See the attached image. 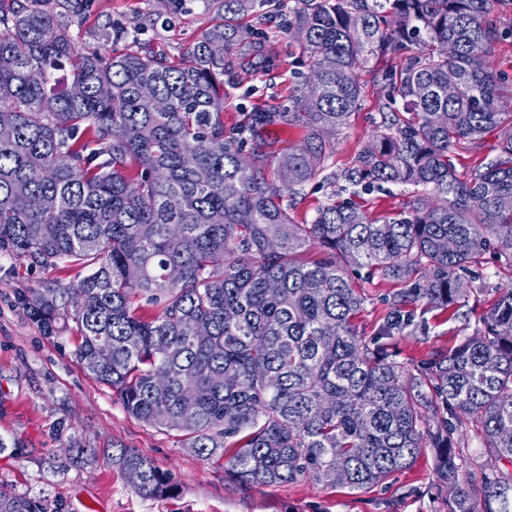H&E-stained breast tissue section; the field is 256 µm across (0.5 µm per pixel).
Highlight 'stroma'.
Wrapping results in <instances>:
<instances>
[{
    "label": "stroma",
    "instance_id": "35a3bbf8",
    "mask_svg": "<svg viewBox=\"0 0 512 512\" xmlns=\"http://www.w3.org/2000/svg\"><path fill=\"white\" fill-rule=\"evenodd\" d=\"M218 19L203 0H184L176 11L164 0H89L71 32L82 51H154L178 61ZM287 20L284 11L265 19L256 13L245 17V24L262 23L263 54L275 67L260 70L254 59L236 56V73L224 80L225 131H232L247 108L287 104L292 88L308 74L294 38L284 30ZM112 23L142 26L139 42L112 40L104 32ZM362 79L366 88L361 106L334 141L327 167L333 174L353 165L381 121L372 71H364ZM343 186L340 180L307 185L291 202L297 220L311 219L318 207L345 198ZM411 199L410 188L387 184L362 194L359 203L371 216L388 218L407 210ZM499 266L496 254L487 252L461 308H436L423 300L413 304L414 325L392 340L396 360L411 367L473 335L496 298ZM80 277L75 268L41 266L0 253V436L23 443L20 449L0 452V488L41 499L48 512H446L445 494L434 484L430 450L384 484L364 491L309 480L273 486L230 480L223 460L201 458L184 447L178 432L129 415L111 386L96 380L75 358L76 333L44 335L18 300L24 289L68 286ZM347 277L364 298L354 318L357 329L362 336H376L400 285L352 270ZM73 441L96 449V457L61 466ZM115 447L131 449L169 473L174 492L165 497L138 493L113 464L110 452Z\"/></svg>",
    "mask_w": 512,
    "mask_h": 512
}]
</instances>
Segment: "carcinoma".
Segmentation results:
<instances>
[{
    "mask_svg": "<svg viewBox=\"0 0 512 512\" xmlns=\"http://www.w3.org/2000/svg\"><path fill=\"white\" fill-rule=\"evenodd\" d=\"M283 0H206L224 11L174 64L162 54L76 50L84 0H0V251L85 272L67 288L19 300L45 334L72 328L74 355L125 410L183 433L242 485L308 479L369 489L430 448L448 512H512V281L482 327L409 369L387 340L419 299L449 307L491 241L512 273V100L488 60L505 0H295L288 27L311 63L288 106H255L224 133V75L235 49L264 32L240 17ZM382 121L354 187L414 188L383 222L353 201L297 221L283 198L325 174L332 140L359 109V73L376 56ZM74 62L70 87L54 72ZM305 136L272 168L259 141L271 125ZM496 137L468 181L449 158ZM311 245L323 248L302 258ZM403 285L395 318L371 338L354 316L364 298L340 262ZM473 416L490 456L470 460L452 420ZM140 493L169 478L121 449ZM0 512H47L0 489Z\"/></svg>",
    "mask_w": 512,
    "mask_h": 512,
    "instance_id": "obj_1",
    "label": "carcinoma"
}]
</instances>
